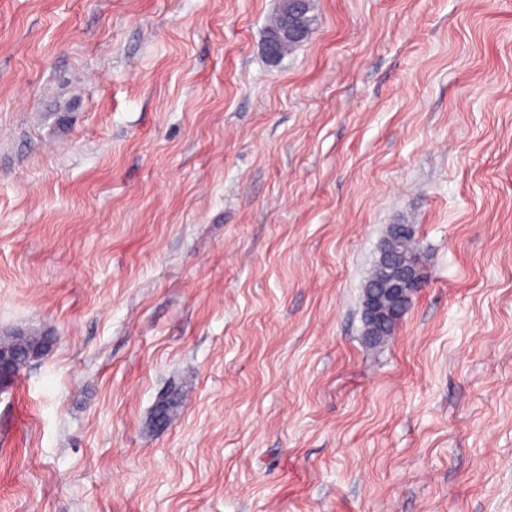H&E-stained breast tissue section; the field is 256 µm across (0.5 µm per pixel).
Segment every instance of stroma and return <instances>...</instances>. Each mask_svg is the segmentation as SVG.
<instances>
[{
    "mask_svg": "<svg viewBox=\"0 0 512 512\" xmlns=\"http://www.w3.org/2000/svg\"><path fill=\"white\" fill-rule=\"evenodd\" d=\"M311 3L0 0V512H512V0ZM280 6L286 19V28L282 37H271L265 44V52L271 60L276 59L277 46L282 39H309L313 33L312 31H307L305 28L300 27L298 22L306 11V0H282L280 1ZM310 12L311 6L309 3L307 13L302 18V25L313 30V18L309 15ZM393 267L394 275L387 276V269ZM379 273L385 279L386 288L366 299L364 303V316L370 323H381L385 321L392 308L401 303L404 294V286L414 281V273L399 264L395 255L381 248L379 257ZM364 320L365 331L367 334L368 323ZM19 346H25L32 350H38L41 351L43 354L47 350V342L44 336H38L33 333L18 334L0 340V350H12Z\"/></svg>",
    "mask_w": 512,
    "mask_h": 512,
    "instance_id": "1",
    "label": "stroma"
}]
</instances>
